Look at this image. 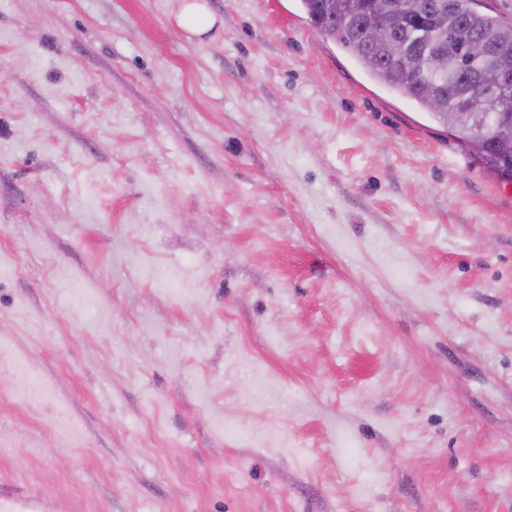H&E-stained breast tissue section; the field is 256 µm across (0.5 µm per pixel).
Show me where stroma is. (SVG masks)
I'll use <instances>...</instances> for the list:
<instances>
[{"mask_svg":"<svg viewBox=\"0 0 512 512\" xmlns=\"http://www.w3.org/2000/svg\"><path fill=\"white\" fill-rule=\"evenodd\" d=\"M0 0V498L512 512V187L299 0ZM176 25L194 36L206 35L215 24V18L203 2L190 1L183 5L175 18Z\"/></svg>","mask_w":512,"mask_h":512,"instance_id":"1","label":"stroma"}]
</instances>
